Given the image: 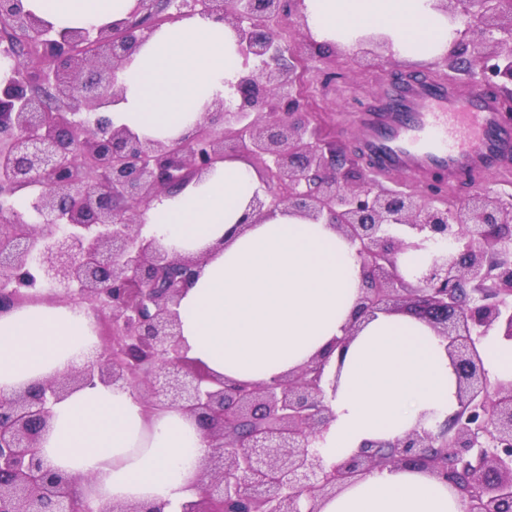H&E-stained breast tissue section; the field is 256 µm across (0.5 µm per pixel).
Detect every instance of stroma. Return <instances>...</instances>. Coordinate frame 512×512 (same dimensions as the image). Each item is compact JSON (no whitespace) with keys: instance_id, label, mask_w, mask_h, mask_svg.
<instances>
[{"instance_id":"35a3bbf8","label":"stroma","mask_w":512,"mask_h":512,"mask_svg":"<svg viewBox=\"0 0 512 512\" xmlns=\"http://www.w3.org/2000/svg\"><path fill=\"white\" fill-rule=\"evenodd\" d=\"M289 39L305 59L303 98L313 115L325 124L330 139L357 158L362 155L355 135L358 116L382 98L394 82L449 74L459 89L469 87L464 73H450L433 59L410 63L391 52L377 65L361 66L354 62L351 52L319 45L303 33L290 34Z\"/></svg>"}]
</instances>
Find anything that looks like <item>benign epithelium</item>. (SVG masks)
Masks as SVG:
<instances>
[{"label": "benign epithelium", "instance_id": "obj_1", "mask_svg": "<svg viewBox=\"0 0 512 512\" xmlns=\"http://www.w3.org/2000/svg\"><path fill=\"white\" fill-rule=\"evenodd\" d=\"M303 0H137L130 19L56 32L23 0H0V313L30 291L107 317L105 343L79 367L0 395V512H79L81 478L44 466L52 407L97 382L134 391L149 413L176 407L209 442L194 496L174 512H318L347 482L383 465L413 467L457 490L465 512H512V380L490 379L478 346L512 341V199L480 189L452 205L383 188L312 124L300 93L305 60L282 39L304 25ZM463 30L447 67L512 84V0H443ZM194 15L231 26L245 72L231 99L170 141L116 127V73L162 25ZM255 160L269 203L333 225L364 276L355 319L401 304L448 341L458 409L437 430L370 443L340 463L316 442L333 413L326 360L253 386L216 376L180 344L177 307L199 263L142 234L159 197L230 158ZM40 187L25 208L18 193ZM437 247L412 285L398 254ZM115 503L111 512H165Z\"/></svg>", "mask_w": 512, "mask_h": 512}]
</instances>
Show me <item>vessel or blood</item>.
I'll use <instances>...</instances> for the list:
<instances>
[{
    "mask_svg": "<svg viewBox=\"0 0 512 512\" xmlns=\"http://www.w3.org/2000/svg\"><path fill=\"white\" fill-rule=\"evenodd\" d=\"M403 98L410 120L371 111L360 118V148L377 170L418 179L440 169L457 179L512 167V130L495 96L420 80Z\"/></svg>",
    "mask_w": 512,
    "mask_h": 512,
    "instance_id": "1",
    "label": "vessel or blood"
}]
</instances>
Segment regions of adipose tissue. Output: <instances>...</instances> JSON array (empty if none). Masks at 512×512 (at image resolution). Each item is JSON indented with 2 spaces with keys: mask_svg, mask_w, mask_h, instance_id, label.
<instances>
[{
  "mask_svg": "<svg viewBox=\"0 0 512 512\" xmlns=\"http://www.w3.org/2000/svg\"><path fill=\"white\" fill-rule=\"evenodd\" d=\"M54 29L97 28L127 18L132 0H25ZM325 45L357 49L389 38L401 57L443 56L455 34L437 0H305ZM243 70L232 29L197 17L158 30L117 77L115 126L167 140L202 121ZM265 184L250 163L218 164L203 180L155 201L143 233L178 255L205 254L178 312L182 345L216 374L255 385L328 359L338 372L334 414L318 443L326 464L363 444L406 435L458 407L447 343L425 322L395 313L353 321L363 276L355 247L332 225L281 208L254 209ZM347 338L344 350L337 339ZM97 346L85 308L44 299L0 314V395L69 371ZM207 442L176 408L146 414L128 390L95 385L53 407L40 442L45 465L85 476L101 512L120 501L177 503L195 482ZM321 512H464L447 483L386 465L345 485Z\"/></svg>",
  "mask_w": 512,
  "mask_h": 512,
  "instance_id": "adipose-tissue-1",
  "label": "adipose tissue"
}]
</instances>
